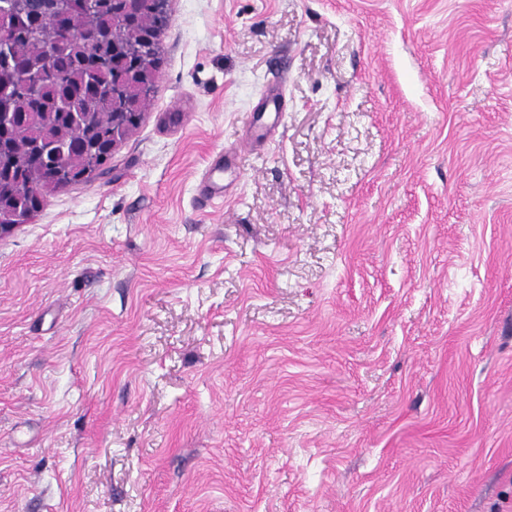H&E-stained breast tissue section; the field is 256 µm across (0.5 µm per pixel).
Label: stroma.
<instances>
[{
	"mask_svg": "<svg viewBox=\"0 0 512 512\" xmlns=\"http://www.w3.org/2000/svg\"><path fill=\"white\" fill-rule=\"evenodd\" d=\"M166 11L0 238V512H512V0ZM139 96V90L136 87H131L127 93V98H124L121 96L120 102L118 104V109L122 110L123 112H129L128 113V128L129 132L127 133L126 137L133 132L138 126L142 118V114L147 108L149 104V98L146 102L141 104L139 107H137L135 110L130 107V103L135 100ZM224 160L225 155L217 156L211 163L209 170L204 174L202 178V193L208 199L224 196V183L218 179H215L213 175L215 171L223 170Z\"/></svg>",
	"mask_w": 512,
	"mask_h": 512,
	"instance_id": "stroma-1",
	"label": "stroma"
}]
</instances>
